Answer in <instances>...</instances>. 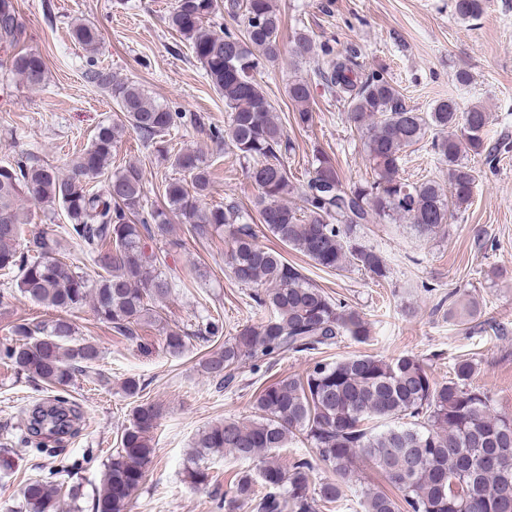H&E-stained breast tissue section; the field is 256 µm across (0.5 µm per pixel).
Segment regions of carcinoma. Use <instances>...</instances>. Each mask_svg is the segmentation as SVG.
<instances>
[{
	"label": "carcinoma",
	"instance_id": "carcinoma-1",
	"mask_svg": "<svg viewBox=\"0 0 512 512\" xmlns=\"http://www.w3.org/2000/svg\"><path fill=\"white\" fill-rule=\"evenodd\" d=\"M216 7L217 0H175L168 25L188 41L224 97L228 121L224 129H213L211 138L247 162V177L259 191V222L279 242L326 270L357 267L384 278L386 260L358 242L359 226L407 219L430 233L469 205L477 172L465 158L491 153L483 137L488 112L477 105L460 112L450 100L417 112L383 73L357 70L355 44L342 49L318 46L303 32L296 33V53L315 60L324 88L347 108L348 119L361 134L372 177L346 185L335 163L321 153L307 180L292 181L286 160L294 143L259 80L281 52L275 0H227L225 9L239 22L237 30L206 27ZM451 7L457 19L469 22L481 18L486 0H452ZM16 16L15 0H0V45L13 50L0 60V68L30 87H41L47 78L45 59L24 48L26 32L15 24ZM72 37L91 51L98 32L78 22ZM85 78L112 95L124 121L98 127L90 146L71 160L66 177L38 163L0 166V270L18 271L20 294L58 312L38 333L25 323L15 325L13 343L0 349L5 364L48 387L67 386L76 374L91 372L100 358L96 344L75 339L68 314L89 305L100 322L126 338H136L139 329L156 323L157 305L169 298L175 284L158 269L161 259L149 243L163 242L166 254L183 247L182 240L169 237L171 212L186 219L195 238L224 232L234 280L263 287L251 298L272 311L261 324L242 326L202 361L203 372L217 385L228 386L242 363L259 369L291 352L330 347L341 336L359 343L368 339L370 326L359 312L335 302L279 253L256 243L254 227L237 203L201 205L211 183L205 155L184 149L171 156L164 140L172 130L197 124V116L155 103L135 82L104 68L90 66ZM287 92L295 123L309 126L310 81L294 79ZM128 129L147 145H157V152L172 159L183 174L165 184L163 207L145 206L138 166L108 172L112 150ZM430 129L436 131L432 148L448 167L446 189L433 179L408 182L400 177L403 153ZM102 177L106 185L98 189ZM290 196L299 204H288ZM25 197L49 210L62 206L67 233L83 243L104 274L91 282L61 260V242L54 236H40L36 256L29 257L19 244L23 225L30 223ZM163 333L167 351L181 355L193 340L208 342L222 335L223 321L210 316L197 330L174 325ZM474 372L473 360L460 359L452 377L440 383L411 355L321 360L301 376L260 389L254 420L212 424L195 447L257 462L258 476L249 471L236 475L224 512L245 505L252 512H319L340 498L343 485L359 479L366 464L400 496L371 492L361 503L362 512H512V416L491 409L490 395L472 385ZM159 415L153 404L134 407L120 437L121 448L103 472L93 512H127L146 476L150 433ZM76 420L68 401L55 398L28 410L24 427L36 451L51 457L54 450L48 443L71 435ZM299 435L315 457L282 463L279 451ZM317 462L333 478L315 485ZM59 491L42 479H28L23 490L26 512H54Z\"/></svg>",
	"mask_w": 512,
	"mask_h": 512
}]
</instances>
